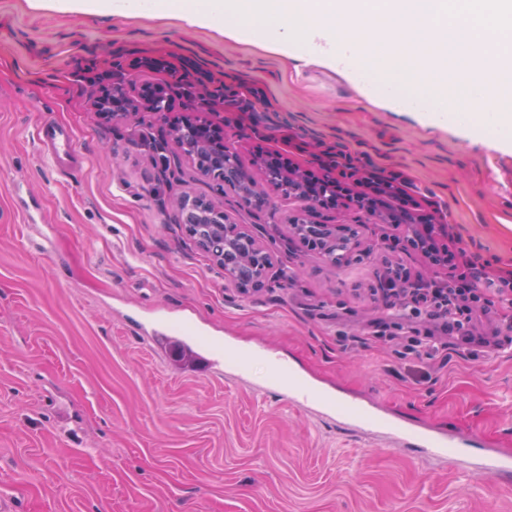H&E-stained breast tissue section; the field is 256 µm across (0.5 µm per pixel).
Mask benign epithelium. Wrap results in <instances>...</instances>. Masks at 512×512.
<instances>
[{
    "label": "benign epithelium",
    "instance_id": "obj_1",
    "mask_svg": "<svg viewBox=\"0 0 512 512\" xmlns=\"http://www.w3.org/2000/svg\"><path fill=\"white\" fill-rule=\"evenodd\" d=\"M248 92L238 88L227 93L224 88L194 93L195 110L170 120L172 98L164 88L130 85L123 73L112 74V84L103 89L93 103L98 116L114 120L126 119L136 112H154L163 118L159 136L143 141L153 150L169 151L174 146L177 155L192 163L197 171L211 179L238 190L248 210L263 211L269 206L266 189L272 188L283 197L299 203L288 223L292 236L309 243L321 256L334 265L352 262L361 247L356 224H323L314 219V210L323 205L319 195L345 198L349 208L363 210L376 224H387L399 231L409 247L419 251L429 262L435 275H448V228L441 217L431 214L422 219L401 204L399 194L386 183L377 182L369 192L353 195L345 183L334 177L320 179V193L307 183L308 169L297 164L261 159L245 166L237 149L224 139V125L207 117L209 112H223L230 105L243 101ZM173 202L181 224H216L217 231H228L224 245L213 246L204 239L197 244L210 253L215 263L224 268V277L236 288L264 287L273 270L270 254L258 235L246 224L231 220L224 205L210 197L176 196ZM411 277L398 267L386 271L380 280L384 298H398L410 292Z\"/></svg>",
    "mask_w": 512,
    "mask_h": 512
}]
</instances>
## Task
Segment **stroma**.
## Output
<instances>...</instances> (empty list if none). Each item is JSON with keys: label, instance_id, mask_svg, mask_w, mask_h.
Returning <instances> with one entry per match:
<instances>
[{"label": "stroma", "instance_id": "stroma-1", "mask_svg": "<svg viewBox=\"0 0 512 512\" xmlns=\"http://www.w3.org/2000/svg\"><path fill=\"white\" fill-rule=\"evenodd\" d=\"M140 83L248 84L252 111L224 114L244 165L279 154L322 174L395 181L409 206L438 212L448 246L478 260L481 282L512 266V149L487 128L393 112L336 68L294 61L260 37L190 23L180 9L89 13L74 0H0V495L12 512H512V484L397 442L463 429L471 449L512 456V351L473 358L449 337L412 360L428 326L411 297L383 306L386 267L427 273L398 232L359 224L360 257L334 266L279 220L218 192L191 163L157 180L155 113L112 123L92 104L113 71ZM50 118L77 165L45 162ZM221 195L274 258L265 288L230 287L174 222V194ZM186 323L250 369L200 378L157 352L141 327ZM273 352L318 389L371 407L353 424L266 391Z\"/></svg>", "mask_w": 512, "mask_h": 512}]
</instances>
